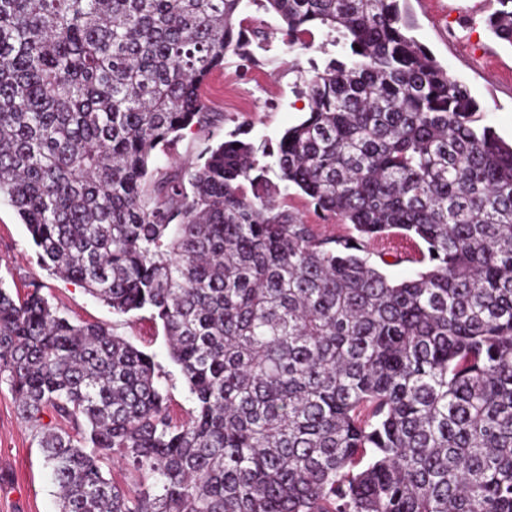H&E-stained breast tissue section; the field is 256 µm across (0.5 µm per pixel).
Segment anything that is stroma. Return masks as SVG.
<instances>
[{"label":"stroma","instance_id":"1","mask_svg":"<svg viewBox=\"0 0 512 512\" xmlns=\"http://www.w3.org/2000/svg\"><path fill=\"white\" fill-rule=\"evenodd\" d=\"M476 0H409L413 35L453 78L468 86L481 106L475 118L512 141V46L489 30L488 10H475ZM244 30L263 28L251 38L250 61L229 57L201 90L208 111L224 121L218 137L240 133L256 147H276L285 129L303 120L307 99L301 93L312 64H323L338 49L324 30L314 32L313 48L289 52L284 24L256 0H243L239 13ZM0 286L22 299L33 287L75 322L104 323L140 348L154 353L168 373L174 422H183L192 406L178 369L170 364L162 328L147 315L119 316L80 286L47 269L39 260L16 210L0 203ZM0 512H58L56 488L45 466L35 427L19 414L15 395L0 380Z\"/></svg>","mask_w":512,"mask_h":512}]
</instances>
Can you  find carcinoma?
I'll list each match as a JSON object with an SVG mask.
<instances>
[{
    "label": "carcinoma",
    "mask_w": 512,
    "mask_h": 512,
    "mask_svg": "<svg viewBox=\"0 0 512 512\" xmlns=\"http://www.w3.org/2000/svg\"><path fill=\"white\" fill-rule=\"evenodd\" d=\"M264 2L288 49L314 27L341 48L308 116L163 171L157 148L224 117L200 90L248 56L242 0H0V201L44 265L161 323L193 403L173 422L154 355L0 287V376L59 512H512V144L407 0ZM292 187L349 232L305 223ZM392 232L425 245L400 281L374 250Z\"/></svg>",
    "instance_id": "cac0c4a2"
}]
</instances>
